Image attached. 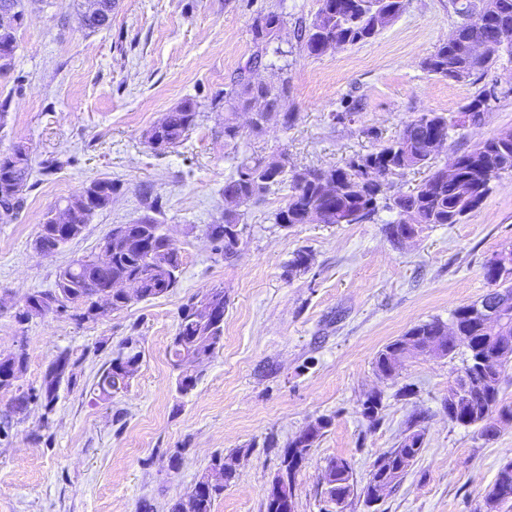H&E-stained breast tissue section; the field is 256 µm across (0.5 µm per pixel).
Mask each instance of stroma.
I'll return each mask as SVG.
<instances>
[{
    "label": "stroma",
    "instance_id": "35a3bbf8",
    "mask_svg": "<svg viewBox=\"0 0 512 512\" xmlns=\"http://www.w3.org/2000/svg\"><path fill=\"white\" fill-rule=\"evenodd\" d=\"M78 3L28 7L15 67L0 76V100L10 101L0 152L25 144L33 164L17 218L0 222V353L22 347L28 356L17 389L0 390V412L16 390L38 387L59 354L75 362L52 412L30 405L0 436V512H138L144 500L169 512L215 455L234 448L245 454L214 512H265L283 448L319 417L331 424L297 474L296 512H329L323 474L339 458L351 462L357 488L344 512H475L512 458V426L489 440L449 421L444 404L461 358L411 357L390 378L378 376L374 358L414 325L449 321L489 291L484 266L512 245V174L461 223L419 225L400 244L385 232L395 218L386 209L359 224H274L286 196L275 188L249 207L234 256L217 254L206 228L223 223L224 181L246 157L340 166L421 113L458 114L490 84L497 98L482 123L453 132L442 154L512 129V56L478 79L429 73L425 59L461 22L451 0H405L374 38L320 57L296 36L319 0H114L111 27L96 32L81 28ZM270 11L285 23L254 77L275 86L287 73L293 124L245 125L228 144L207 110L180 144L152 148L146 132L166 112L187 98L209 103L237 78L256 51L252 25ZM97 178L117 185L111 205L63 249L38 254L45 214ZM151 197L181 255L177 288L96 321H18L27 295L98 253L114 225L146 214ZM299 249L311 265L289 271ZM209 288L224 291L222 345L183 395L168 350L182 305ZM129 336L140 340L139 368L126 390L100 399L97 375ZM374 391L382 408L372 422L362 403ZM415 419L422 453L399 487L367 506L361 490L374 460Z\"/></svg>",
    "mask_w": 512,
    "mask_h": 512
}]
</instances>
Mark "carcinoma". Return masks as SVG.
<instances>
[{
	"label": "carcinoma",
	"instance_id": "cac0c4a2",
	"mask_svg": "<svg viewBox=\"0 0 512 512\" xmlns=\"http://www.w3.org/2000/svg\"><path fill=\"white\" fill-rule=\"evenodd\" d=\"M321 6L307 25L298 28L299 39L309 54L320 56L346 46L365 41L392 24L405 10V0H320ZM454 11L464 22L454 30V37L444 41L426 59V69L443 78L465 81L474 75H485L496 58L479 60L472 56L469 44L481 39L497 46V53L512 56V0H451ZM93 18L88 25L91 32L108 28L112 24V0L93 3ZM11 11L17 18L16 26L0 30V48L17 49V31L25 17L24 0H0V11ZM284 18L270 12L255 20L253 26L257 52L247 62L244 72L234 84L212 98L213 110H224L222 131L224 141H232L240 134L236 115L254 107L262 99L270 107L268 112L257 113L254 129L276 118L285 126L291 124L295 113L288 110V78L280 86L259 85L248 72L261 64L271 43L269 34L281 28ZM492 98L487 90L475 95L457 115L423 112L406 125L402 134L378 150L352 159L342 167L328 170H297L288 167L283 155L241 161L236 171L224 182L226 204L224 223L208 226V235L215 250L230 255L238 246L242 234V219L246 210L274 186L288 189L285 204L274 213V223L281 225L359 224L372 219L379 207L397 212L399 219L387 224L386 230L395 240L413 233L415 224H458L475 211L488 195L494 181L506 173L512 174V130L476 143L471 149L455 155L451 163L455 175L446 180L436 178L433 171L436 154L430 151L433 136H450L455 128L468 122L476 123L489 110ZM199 105L192 99L182 101L165 113L146 133L148 142H157L162 149L176 146L197 124ZM23 147L16 146L0 153V173L11 175L12 193L0 196V220L17 217L23 205V193L32 174V159L19 160ZM426 169L427 176L408 194L388 196L389 177L407 170ZM97 190L96 207L104 209L112 202L117 186L108 178L94 181ZM71 223L86 225L94 211L83 206L75 196L66 202ZM237 233L229 235L228 229ZM163 225L156 218L145 215L132 224H117L105 237L103 246L112 250L110 262L98 264L92 259H78L75 266L60 272L55 281L57 289L26 296L22 309L16 313L19 321L41 315V308L53 303L60 307L73 306L76 321L95 320L96 289L120 278H133L140 282V299L163 296L178 284L174 268L181 266V256L162 251ZM484 276L490 286L501 289L503 296L512 301V279L501 280L493 261L484 267ZM200 295L191 297L181 308L176 336L180 342L194 346L200 362L213 357L224 333V325L205 324L192 312ZM470 306H461L452 313L460 334L468 337L472 350L487 357L485 368L471 378L473 395L470 401L448 413V419L465 427H474L481 436L495 437L502 422L512 423V403L500 396L502 375L512 364V323L503 327L496 321L486 323L468 315ZM446 323L431 319L419 323L402 336L386 344L375 356L374 365L379 373L394 372L408 357L428 355L443 342L444 355L455 351L453 342L443 332ZM120 351L113 352L109 365L99 374L94 390L102 398L126 389L135 370L119 363ZM73 366L70 355L60 354L45 371L40 387L16 395L4 417L24 413L29 404L42 401L50 408L58 398L61 380L59 365ZM331 420L320 418L300 431L283 449L279 471L296 464L290 453L294 444L311 448L325 434ZM425 433L410 426L409 431L388 451L382 453L372 466L373 479L382 481L383 491L400 484L409 468L424 448ZM241 450H233L211 460L209 469L195 482V486L179 497L169 512H213L215 500L232 484L237 475ZM512 486V462L500 465L494 483L483 496V512H502L512 508V497H498V487ZM331 500L346 502L354 492L352 466L336 468L332 479L326 482Z\"/></svg>",
	"mask_w": 512,
	"mask_h": 512
}]
</instances>
